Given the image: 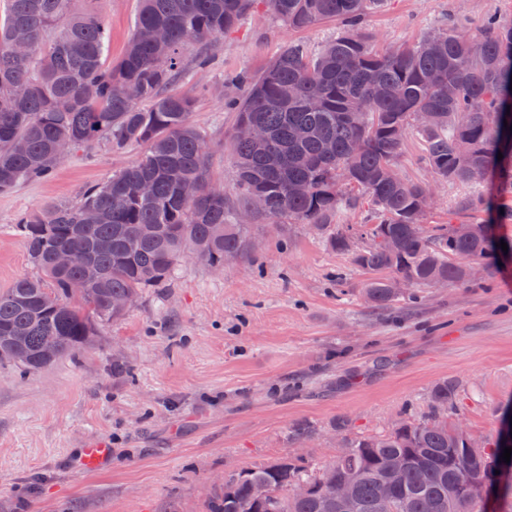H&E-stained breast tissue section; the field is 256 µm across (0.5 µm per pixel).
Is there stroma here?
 <instances>
[{
  "label": "stroma",
  "instance_id": "35a3bbf8",
  "mask_svg": "<svg viewBox=\"0 0 512 512\" xmlns=\"http://www.w3.org/2000/svg\"><path fill=\"white\" fill-rule=\"evenodd\" d=\"M94 10L120 60L139 0H73ZM512 26V0H387L366 27L382 45L410 43L461 15L477 29L488 13ZM337 21L290 29L267 11L249 15L209 49L210 64L172 90L195 102L213 171L233 195L236 114L225 77L260 74L288 41L320 47ZM141 153L101 147L63 158L44 181L0 193V291L35 275L17 230L22 217L83 191ZM258 247L216 271L195 258L144 289L128 313L84 350L34 372L0 362V512H208L225 473L301 453L333 459V427L387 431L430 414L436 382L458 387L451 423L488 438L512 405V265L486 260L478 278L412 288L380 311L365 300L369 272L351 250L331 249L306 225L266 220ZM388 359L381 372L377 359ZM315 436L293 440L294 427ZM111 453L81 465L88 446Z\"/></svg>",
  "mask_w": 512,
  "mask_h": 512
}]
</instances>
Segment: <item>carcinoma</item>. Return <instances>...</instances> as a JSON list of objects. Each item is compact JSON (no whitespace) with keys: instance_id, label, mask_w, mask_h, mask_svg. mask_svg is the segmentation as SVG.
<instances>
[{"instance_id":"obj_1","label":"carcinoma","mask_w":512,"mask_h":512,"mask_svg":"<svg viewBox=\"0 0 512 512\" xmlns=\"http://www.w3.org/2000/svg\"><path fill=\"white\" fill-rule=\"evenodd\" d=\"M257 0H140L134 35L121 60H109L108 33L93 11L75 14L71 0H7L0 14V193L49 178L70 152L104 146L120 155L134 144V165L87 188L71 205L49 203L20 224L39 277L0 292V362L40 370L90 344L122 318L143 289L160 286L190 253L214 269L252 252L250 225L239 213L254 200L259 218L308 224L333 250L370 239L355 263L374 274L370 306L383 310L392 281L412 287L469 280L467 266L485 258L512 264L492 224L512 223V27L488 13L471 38L465 23L426 33L405 47L379 49L366 20L387 0H264L290 28L339 20L343 31L319 50L290 41L259 75L240 72L226 84L236 126L258 123L262 142L232 139L239 203L232 206L211 174L205 136L190 122L192 100L172 92L183 50L220 38L253 12ZM160 30L165 39L157 41ZM23 32L28 50L11 43ZM429 112L432 122L416 124ZM423 139L424 161L437 181L491 182L497 204L466 194L448 223L426 229V182L407 181L396 162L404 138ZM465 142L468 150H458ZM503 158H498V155ZM151 192L143 194V184ZM370 206L373 219L339 224L341 213ZM492 223L473 221L480 210ZM476 227L462 235L455 227ZM75 254L61 268L59 250ZM116 297L127 306L114 307ZM456 386L443 380L429 395L430 416L391 431L346 439L351 452L324 465L281 456L224 474L210 512H485L488 487L512 428L469 448L464 431L442 413ZM346 482L347 505L327 496ZM306 486L302 496L292 493Z\"/></svg>"}]
</instances>
